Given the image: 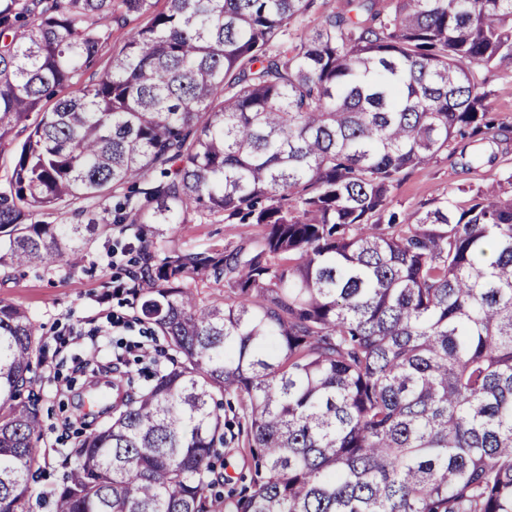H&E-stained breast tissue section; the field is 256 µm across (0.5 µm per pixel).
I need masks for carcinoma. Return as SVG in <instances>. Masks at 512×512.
I'll return each mask as SVG.
<instances>
[{
  "mask_svg": "<svg viewBox=\"0 0 512 512\" xmlns=\"http://www.w3.org/2000/svg\"><path fill=\"white\" fill-rule=\"evenodd\" d=\"M314 2L0 0V152L37 115L0 189V266L75 270L112 223L264 228L147 255L129 293L181 360L76 432L54 512H215L233 426L235 512H512V171L465 206L390 210L404 170L495 129L478 73L512 69V0H324L297 26ZM116 14L143 22L61 94ZM124 187L110 220H35ZM39 336L0 304V512H30L41 469L38 399L16 403ZM220 457L215 460V472L211 478H218L224 481L226 478H232L236 481L240 474L248 473L249 457L246 447L237 439H231L230 434H226L224 445L218 448Z\"/></svg>",
  "mask_w": 512,
  "mask_h": 512,
  "instance_id": "carcinoma-1",
  "label": "carcinoma"
}]
</instances>
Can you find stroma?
<instances>
[{"mask_svg": "<svg viewBox=\"0 0 512 512\" xmlns=\"http://www.w3.org/2000/svg\"><path fill=\"white\" fill-rule=\"evenodd\" d=\"M137 19L113 22L97 62L75 75V87L93 84L110 56L126 41ZM491 92L489 106L496 118L493 138L482 142L455 140L447 155L436 162L407 169L395 186L392 207L408 213L423 203L457 188L498 187L504 168H512V71L496 69L486 74ZM134 224H118L97 231L89 256L74 271L44 266L1 267L0 302L24 307L42 328L41 348L34 357L35 382L21 392L20 402L37 395L44 424V450L48 475L32 485L30 512H52L51 476L60 468V451L69 447L72 428L66 411H81L95 385L110 384V377L74 378L76 360L97 350L99 360L112 352L124 355L122 373L154 370L169 365L162 338L149 334L137 320V309L127 291L133 261L143 249ZM262 229L249 224H179L166 230L164 241L188 251L224 248Z\"/></svg>", "mask_w": 512, "mask_h": 512, "instance_id": "obj_1", "label": "stroma"}]
</instances>
